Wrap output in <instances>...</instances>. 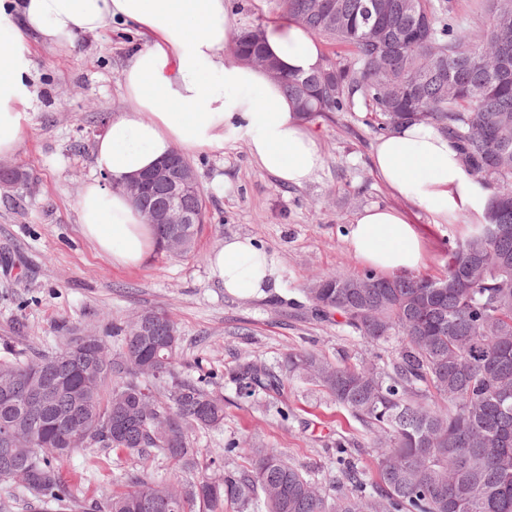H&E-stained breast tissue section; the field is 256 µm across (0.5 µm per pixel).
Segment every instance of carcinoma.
Listing matches in <instances>:
<instances>
[{
    "instance_id": "cac0c4a2",
    "label": "carcinoma",
    "mask_w": 512,
    "mask_h": 512,
    "mask_svg": "<svg viewBox=\"0 0 512 512\" xmlns=\"http://www.w3.org/2000/svg\"><path fill=\"white\" fill-rule=\"evenodd\" d=\"M291 21L331 47L323 65L307 74L284 73L264 46L265 21L238 29L230 50L281 82L305 118L331 119L362 106L372 133L407 122L433 125L454 144L466 175L485 195L482 222L448 246L440 276H385L373 270L326 274L308 289L319 319L340 324L372 342L398 339L392 371L375 364H334L314 351L291 353L288 369L310 374L336 402L366 424L381 448L375 472L359 470L336 441V495L322 492L310 472L274 448L224 449L245 456L237 471L198 481L173 476L157 483L133 476L94 512H144L150 498L172 502L173 512H512V0H490L487 24L465 30L447 0H277ZM170 201L157 183L148 206ZM178 207L204 223L200 190ZM349 279L362 288H341ZM151 334L131 323L112 353L101 336L84 356H73L61 400L30 429L17 449L26 466L21 485L35 512L53 502L81 508L78 489L63 468L68 447L61 420L79 395L80 447L111 449L146 460L208 468L190 444L196 429L219 427L224 398L177 376L179 335L163 311L149 310ZM63 348L51 354L0 361V382L22 381L40 369H58ZM238 393L274 392L281 377L253 361L232 372ZM175 415L170 436L155 430ZM15 481L0 473V512H13Z\"/></svg>"
}]
</instances>
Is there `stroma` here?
I'll list each match as a JSON object with an SVG mask.
<instances>
[{
	"instance_id": "1",
	"label": "stroma",
	"mask_w": 512,
	"mask_h": 512,
	"mask_svg": "<svg viewBox=\"0 0 512 512\" xmlns=\"http://www.w3.org/2000/svg\"><path fill=\"white\" fill-rule=\"evenodd\" d=\"M139 40L135 28L116 23L67 48L27 43L35 97L8 163L26 171L29 185L0 189V360L57 351L84 329L103 336L115 352L121 339L112 323L145 309L165 311L180 336L179 378L203 382L224 398L223 425L194 431L192 445L229 470L244 463L225 455L229 443L276 448L312 469L320 487L334 490L336 439L346 440L361 468L371 471L374 436L309 377L289 374L285 358L305 348L334 363L371 360L388 369L399 346L371 343L344 325L317 319L307 288L326 273L363 271L345 236L365 208L389 206L416 224L424 244L419 272L432 276L444 270L449 244L466 236L480 211L467 205L440 224L390 189L372 166L377 137L361 109L315 120L324 165L300 188L277 186L261 174L240 141L190 156L206 205L192 252L157 249L139 267L113 266L83 236L77 200L83 185L100 176L95 141L126 107L118 77ZM232 234L265 248L276 266V289L236 298L211 277L206 256ZM245 361L283 375L280 393L238 397L230 374ZM139 470L164 482L177 467L160 457L143 464L99 447L76 452L66 465L68 480L89 505L122 490Z\"/></svg>"
}]
</instances>
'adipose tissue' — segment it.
<instances>
[{"label":"adipose tissue","instance_id":"1","mask_svg":"<svg viewBox=\"0 0 512 512\" xmlns=\"http://www.w3.org/2000/svg\"><path fill=\"white\" fill-rule=\"evenodd\" d=\"M117 20L142 38L119 76L127 107L93 151L95 167L117 185L152 170L173 149L195 154L236 141L281 186H303L322 168L319 135L296 102L263 69L228 53L237 23L227 0H0V159L17 153L23 108L33 98L24 80L29 35L70 47ZM265 42L286 72L307 73L323 63L321 40L295 23L267 24ZM372 159L390 188L440 219L483 203L456 150L433 126L406 124L379 137ZM77 208L84 237L113 265L141 266L155 249L153 227L117 187L85 183ZM348 245L358 261L387 275L414 272L422 261L417 229L390 207L359 213ZM207 261L228 295L253 297L276 285L274 264L253 238L225 237Z\"/></svg>","mask_w":512,"mask_h":512}]
</instances>
